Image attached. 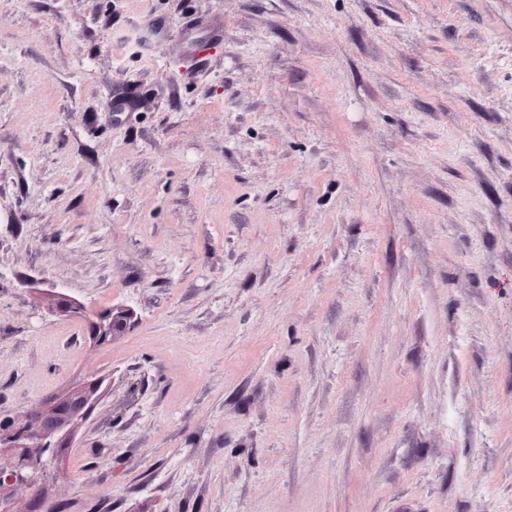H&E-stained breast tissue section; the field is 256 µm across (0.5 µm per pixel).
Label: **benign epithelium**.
Returning a JSON list of instances; mask_svg holds the SVG:
<instances>
[{"label": "benign epithelium", "mask_w": 512, "mask_h": 512, "mask_svg": "<svg viewBox=\"0 0 512 512\" xmlns=\"http://www.w3.org/2000/svg\"><path fill=\"white\" fill-rule=\"evenodd\" d=\"M89 396L82 390L68 394L42 414V422L34 429L11 421L0 424V446L12 451L9 466L0 467V512H17L11 491L47 475L48 460L56 447L53 439L86 417Z\"/></svg>", "instance_id": "7a95c632"}]
</instances>
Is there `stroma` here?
<instances>
[{
	"label": "stroma",
	"mask_w": 512,
	"mask_h": 512,
	"mask_svg": "<svg viewBox=\"0 0 512 512\" xmlns=\"http://www.w3.org/2000/svg\"><path fill=\"white\" fill-rule=\"evenodd\" d=\"M89 385L65 512H512V0H0V415Z\"/></svg>",
	"instance_id": "35a3bbf8"
}]
</instances>
